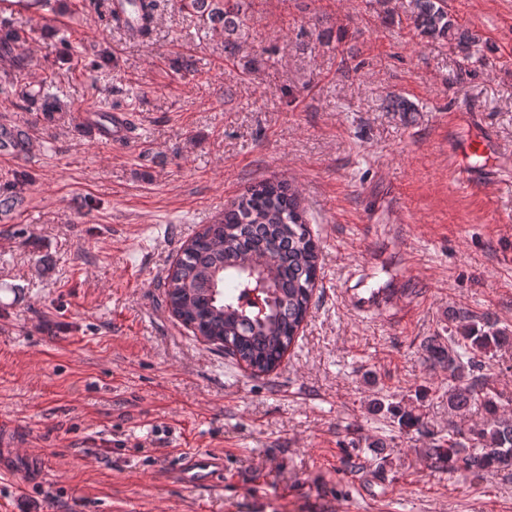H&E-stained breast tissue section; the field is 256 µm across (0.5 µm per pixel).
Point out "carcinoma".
<instances>
[{"instance_id":"obj_1","label":"carcinoma","mask_w":512,"mask_h":512,"mask_svg":"<svg viewBox=\"0 0 512 512\" xmlns=\"http://www.w3.org/2000/svg\"><path fill=\"white\" fill-rule=\"evenodd\" d=\"M185 7L224 27L226 47L238 48L243 0H184ZM409 19L419 35L465 48L475 41L448 15L444 0H410ZM320 245L296 192L285 182L249 187L224 216L181 248L167 275L165 300L194 334L224 349L256 373L273 371L297 341L319 271ZM512 344V334L490 321L462 316L457 335L436 337L428 360L448 370V408L462 411L481 400L486 421L464 432L448 422V438L428 453L448 471L477 474L512 470V418L484 391V356ZM373 408L400 427L427 433L422 415L398 403Z\"/></svg>"}]
</instances>
